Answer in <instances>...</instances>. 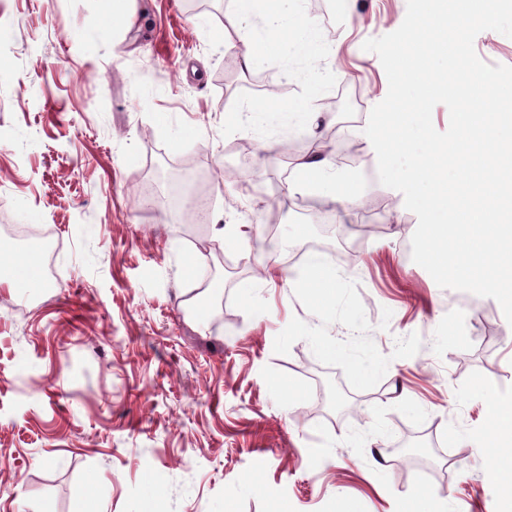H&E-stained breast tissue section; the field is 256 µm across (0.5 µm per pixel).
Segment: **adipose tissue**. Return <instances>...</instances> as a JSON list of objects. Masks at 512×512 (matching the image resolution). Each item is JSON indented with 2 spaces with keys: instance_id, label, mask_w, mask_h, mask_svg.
Listing matches in <instances>:
<instances>
[{
  "instance_id": "adipose-tissue-1",
  "label": "adipose tissue",
  "mask_w": 512,
  "mask_h": 512,
  "mask_svg": "<svg viewBox=\"0 0 512 512\" xmlns=\"http://www.w3.org/2000/svg\"><path fill=\"white\" fill-rule=\"evenodd\" d=\"M289 0H233L235 15L239 22L248 24L261 20L263 32L248 36L243 42L242 60L251 65L273 46H293L295 50L313 57L315 42L312 28L307 20L293 18L288 7ZM328 159L306 160L297 164L290 191H308L321 196L344 199L342 182L329 174ZM38 263L30 255L11 247H0V283L13 288L37 286L41 277L37 273ZM309 276L304 280H287L286 285L294 291H306L318 302L332 298L337 276L320 256L308 259Z\"/></svg>"
}]
</instances>
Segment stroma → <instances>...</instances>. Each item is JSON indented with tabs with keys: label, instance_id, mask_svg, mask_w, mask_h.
I'll list each match as a JSON object with an SVG mask.
<instances>
[{
	"label": "stroma",
	"instance_id": "obj_1",
	"mask_svg": "<svg viewBox=\"0 0 512 512\" xmlns=\"http://www.w3.org/2000/svg\"><path fill=\"white\" fill-rule=\"evenodd\" d=\"M209 5L192 17L184 0H136L130 30L101 40L103 0H0V232L60 244L59 280L0 285V512H77L91 477L105 512H137L148 480L160 512H337L344 498L397 512L421 491L437 512H494L485 404L512 395V334L484 354L486 326L506 327L498 302L454 303L413 261L417 217L380 184L369 140L361 163L333 166L358 202L332 204L353 227L323 256L332 301L315 309L281 285L307 273L284 255L325 237L294 209L295 159L277 147L323 118L359 139L388 92L362 45L399 28L407 0H299L317 60L274 49L248 67L229 0ZM314 88L311 113L295 111ZM271 101V124L239 111ZM185 160L214 183L206 240L255 257L225 273L216 328L186 298L199 277L185 272L198 252L185 219L140 207ZM272 196L288 208L257 254ZM329 339L380 372L324 356ZM427 430L401 468L404 434Z\"/></svg>",
	"mask_w": 512,
	"mask_h": 512
}]
</instances>
